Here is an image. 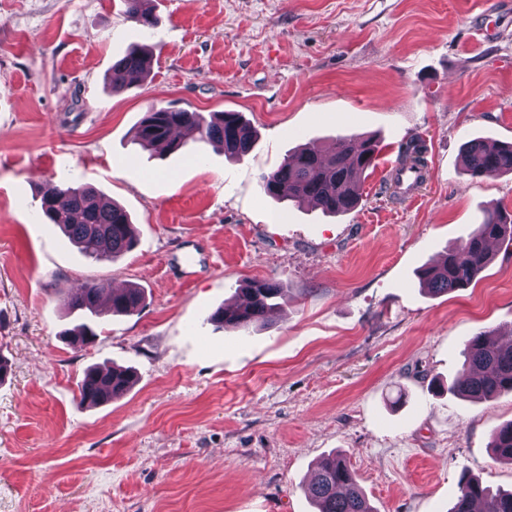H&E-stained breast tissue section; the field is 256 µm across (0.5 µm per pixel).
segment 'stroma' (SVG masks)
Listing matches in <instances>:
<instances>
[{"mask_svg": "<svg viewBox=\"0 0 512 512\" xmlns=\"http://www.w3.org/2000/svg\"><path fill=\"white\" fill-rule=\"evenodd\" d=\"M149 30L123 0H0V512H314L305 487L339 453L375 512H450L462 476L512 490L493 432L512 395L437 394L480 331L512 332V244L464 290L421 273L484 210L512 214V175L461 170L469 140L512 143V0H152ZM135 44L150 75L113 92ZM240 112L258 139L232 159L207 146L131 141L151 106ZM370 137L361 199L332 216L263 194L300 145ZM427 177L396 194L407 143ZM89 185L137 231L114 261L84 256L40 211L53 187ZM193 254L195 276L177 261ZM252 279L283 290L265 324L210 320ZM135 284L130 315L81 323L63 295ZM132 368L123 397L89 407L91 365Z\"/></svg>", "mask_w": 512, "mask_h": 512, "instance_id": "stroma-1", "label": "stroma"}]
</instances>
